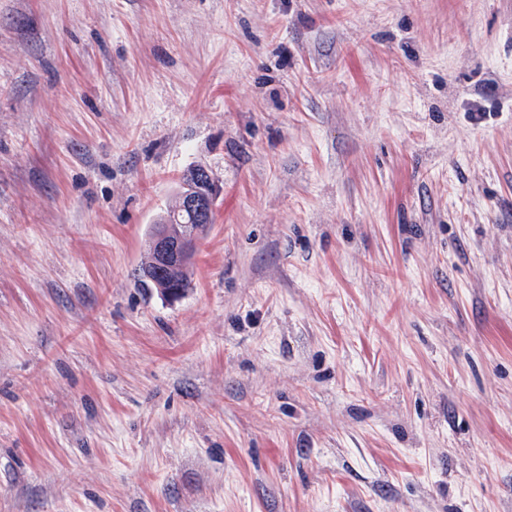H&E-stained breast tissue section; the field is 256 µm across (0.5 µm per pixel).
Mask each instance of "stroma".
I'll return each mask as SVG.
<instances>
[{
	"mask_svg": "<svg viewBox=\"0 0 512 512\" xmlns=\"http://www.w3.org/2000/svg\"><path fill=\"white\" fill-rule=\"evenodd\" d=\"M0 512H512V0H0ZM196 173H199V177L201 176L210 184V190L208 192L184 193L181 196V206L186 212L195 216L200 224L194 223L190 215L179 210V203L175 209L166 213L175 223L157 224L149 239V263L146 265L159 277L168 278L173 271L190 263L200 239L213 222L212 215L210 223L205 224L214 209L216 187L207 171L198 168ZM188 266L178 273L177 282L181 283L184 289L189 286L186 275Z\"/></svg>",
	"mask_w": 512,
	"mask_h": 512,
	"instance_id": "35a3bbf8",
	"label": "stroma"
}]
</instances>
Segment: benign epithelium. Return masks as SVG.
Wrapping results in <instances>:
<instances>
[{
    "instance_id": "obj_1",
    "label": "benign epithelium",
    "mask_w": 512,
    "mask_h": 512,
    "mask_svg": "<svg viewBox=\"0 0 512 512\" xmlns=\"http://www.w3.org/2000/svg\"><path fill=\"white\" fill-rule=\"evenodd\" d=\"M197 173L210 184V190L183 194L181 206L195 216L198 223L158 224L149 239L148 268L159 277L168 278L174 271L188 265L195 255L200 239L209 228L206 221L214 209L217 190L207 171L199 168Z\"/></svg>"
}]
</instances>
